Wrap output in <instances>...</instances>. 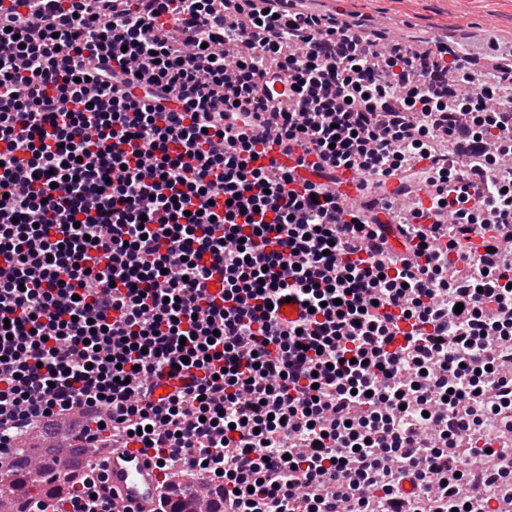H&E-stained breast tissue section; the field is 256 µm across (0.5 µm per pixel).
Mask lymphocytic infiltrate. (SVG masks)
Instances as JSON below:
<instances>
[{
    "label": "lymphocytic infiltrate",
    "instance_id": "lymphocytic-infiltrate-1",
    "mask_svg": "<svg viewBox=\"0 0 512 512\" xmlns=\"http://www.w3.org/2000/svg\"><path fill=\"white\" fill-rule=\"evenodd\" d=\"M269 82L287 97H264ZM108 138L111 180L82 177ZM464 141L512 154V54L479 67L442 42L383 49L294 0H0V196L22 221L0 227V256L50 275L0 280V447L78 407L113 442L133 431L217 476L228 512H338L332 482L365 512L370 487L400 495L392 456L435 512H463L469 489L446 484L462 464L427 449L421 410L367 421L352 457L338 449L352 405L396 402L406 366L468 376L436 341L448 327L493 317L512 334L511 264L455 286L512 219V176L447 154ZM297 147L318 181L256 164ZM343 168L362 201L322 187ZM422 183L414 259H387L379 214ZM109 250L130 264L99 265ZM66 263L69 283L53 277ZM216 272L219 300L204 285ZM285 296L312 307L301 327L276 328ZM186 366L194 388L140 399L135 379Z\"/></svg>",
    "mask_w": 512,
    "mask_h": 512
}]
</instances>
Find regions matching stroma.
<instances>
[{
    "mask_svg": "<svg viewBox=\"0 0 512 512\" xmlns=\"http://www.w3.org/2000/svg\"><path fill=\"white\" fill-rule=\"evenodd\" d=\"M307 6L418 48L445 38L467 49L470 34L488 25L498 42L512 43V0H307Z\"/></svg>",
    "mask_w": 512,
    "mask_h": 512,
    "instance_id": "35a3bbf8",
    "label": "stroma"
}]
</instances>
